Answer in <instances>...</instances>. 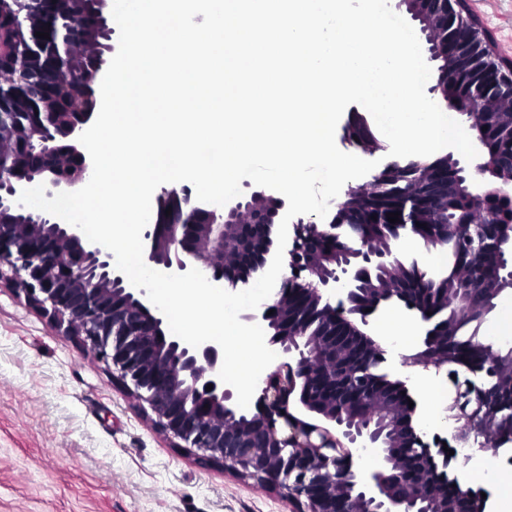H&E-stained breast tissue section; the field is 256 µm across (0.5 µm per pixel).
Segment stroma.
Here are the masks:
<instances>
[{
    "instance_id": "obj_1",
    "label": "stroma",
    "mask_w": 512,
    "mask_h": 512,
    "mask_svg": "<svg viewBox=\"0 0 512 512\" xmlns=\"http://www.w3.org/2000/svg\"><path fill=\"white\" fill-rule=\"evenodd\" d=\"M500 54L512 60V0H467ZM360 329L385 352L382 368L404 381L424 441L451 439L456 390L446 370L415 364L430 327L389 303ZM437 399H430V391ZM454 467L462 484L483 486L488 512L505 489L499 455L474 452ZM290 501L232 470L208 467L173 447L111 370L40 310L0 283V512H291Z\"/></svg>"
}]
</instances>
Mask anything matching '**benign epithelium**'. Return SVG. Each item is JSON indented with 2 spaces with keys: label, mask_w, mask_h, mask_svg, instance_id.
Listing matches in <instances>:
<instances>
[{
  "label": "benign epithelium",
  "mask_w": 512,
  "mask_h": 512,
  "mask_svg": "<svg viewBox=\"0 0 512 512\" xmlns=\"http://www.w3.org/2000/svg\"><path fill=\"white\" fill-rule=\"evenodd\" d=\"M464 3L398 0L419 22L425 52L437 63L432 91L475 131L477 157L461 160L450 152L443 170L393 161L349 188L330 221L293 225L288 266L298 273L282 277L257 309L240 314L245 323L265 325L277 354L258 381L253 408L244 412L218 378V344L194 348L167 333L165 316L118 270L111 251L61 218L18 202L32 184L51 195L76 191L91 178L78 137L97 117L101 80L116 52L112 0H94L92 11L85 0H0V280L13 282L112 368L175 446L276 490L301 512H472L468 505L479 496L467 491L459 499L463 507L453 510L441 489L447 452L426 443L420 457L408 450L415 428L405 385L376 384L370 365L383 351L346 328V314L381 301L414 308L411 290L401 287L405 267L390 243L359 227L386 224L395 212L401 224H420L450 185H464L478 223L508 227L507 237L494 240L495 261L500 282L512 288V173L495 163L501 153L512 155V63H503L479 22L462 15ZM361 122V114L351 113L345 139L365 152L381 150L371 139L355 140ZM402 181H417L426 192L393 207L354 210L352 198L371 202L386 184ZM155 203L142 238L146 265L172 274L197 268L212 284L233 288L268 265L285 209L284 200L264 190L223 206L204 203L187 184L158 187ZM338 234L359 245L327 267L320 246ZM375 266L393 267V278L373 283ZM303 274L325 289L347 290L350 307L323 301L317 288L296 298L290 285ZM319 310L327 317L311 333L305 320ZM425 345L417 361L441 367L448 324L428 332ZM487 364L489 379L467 382L463 402L450 406L459 410L456 420L466 417L467 403L481 405L489 392L512 384V349ZM511 417L486 410L478 429L491 438Z\"/></svg>",
  "instance_id": "benign-epithelium-1"
}]
</instances>
